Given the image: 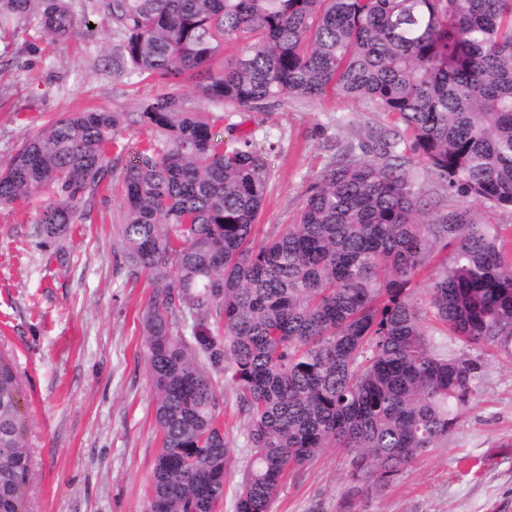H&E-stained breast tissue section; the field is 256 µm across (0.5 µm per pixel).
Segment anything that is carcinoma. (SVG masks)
<instances>
[{
  "label": "carcinoma",
  "instance_id": "carcinoma-1",
  "mask_svg": "<svg viewBox=\"0 0 512 512\" xmlns=\"http://www.w3.org/2000/svg\"><path fill=\"white\" fill-rule=\"evenodd\" d=\"M130 72L177 90L136 112H69L0 166V204L40 194V243L67 234L131 125L154 138L120 173L127 276L152 275L142 313L161 448L150 512H214L233 453L218 423L231 387L247 426L236 512H269L288 470L339 448L349 495L382 491L454 432L483 354L512 358V253L499 226L455 208L429 223L396 137L336 145L298 221L256 242L266 165L247 135L184 107L185 80L226 109L332 91L398 116L449 197L512 208V0H107ZM72 29L69 0H0V30ZM235 61L214 69L224 41ZM449 252L424 296L411 285ZM433 310L472 349L443 353ZM0 352V512H27L29 418Z\"/></svg>",
  "mask_w": 512,
  "mask_h": 512
}]
</instances>
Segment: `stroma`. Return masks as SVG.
<instances>
[{
	"instance_id": "obj_1",
	"label": "stroma",
	"mask_w": 512,
	"mask_h": 512,
	"mask_svg": "<svg viewBox=\"0 0 512 512\" xmlns=\"http://www.w3.org/2000/svg\"><path fill=\"white\" fill-rule=\"evenodd\" d=\"M76 31L36 28L0 38V164L24 138L64 112L135 111L166 93V82L128 75L122 38L105 0H70ZM189 110L217 117L225 140L248 134L267 160L259 238L295 223L337 143L368 142L402 125L342 95L284 98L261 111H224L187 94ZM426 218L465 206L502 228L512 250V209L475 200L424 197ZM36 204L0 205V349L18 364L31 416L29 512H147L161 435L145 365L140 316L152 278L127 279L119 191L81 204L67 235L41 247ZM476 404L454 434L418 458L383 491L349 498L341 451L323 449L290 474L271 512H512V359L488 353ZM220 418L233 450L216 512H234L246 425L225 395Z\"/></svg>"
}]
</instances>
